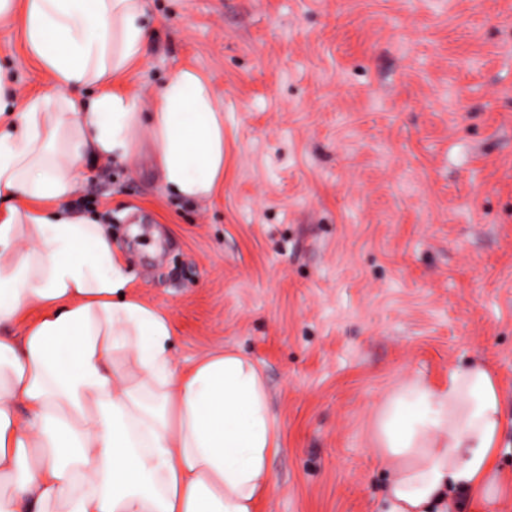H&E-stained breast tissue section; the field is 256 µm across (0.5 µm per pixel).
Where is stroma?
<instances>
[{
    "label": "stroma",
    "instance_id": "stroma-1",
    "mask_svg": "<svg viewBox=\"0 0 512 512\" xmlns=\"http://www.w3.org/2000/svg\"><path fill=\"white\" fill-rule=\"evenodd\" d=\"M150 109L177 67L224 104V184L165 194L151 160L86 159L71 207L108 223L173 358L234 349L283 428L257 512H380L374 413L479 361L512 484V0H147ZM15 105L54 92L24 20L0 28Z\"/></svg>",
    "mask_w": 512,
    "mask_h": 512
}]
</instances>
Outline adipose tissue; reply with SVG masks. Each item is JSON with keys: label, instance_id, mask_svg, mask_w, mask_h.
<instances>
[{"label": "adipose tissue", "instance_id": "obj_1", "mask_svg": "<svg viewBox=\"0 0 512 512\" xmlns=\"http://www.w3.org/2000/svg\"><path fill=\"white\" fill-rule=\"evenodd\" d=\"M19 3L57 91L18 112L0 98V512H257L281 439L261 370L230 349L175 366L169 317L131 288L102 222L66 204L86 157L144 152L169 194L212 198L224 107L189 67L149 112L106 91L145 56V0H0L1 23ZM85 86L98 94L71 96ZM504 428L482 363L453 368L443 391L395 387L371 447L383 512H446L452 490L494 501Z\"/></svg>", "mask_w": 512, "mask_h": 512}]
</instances>
